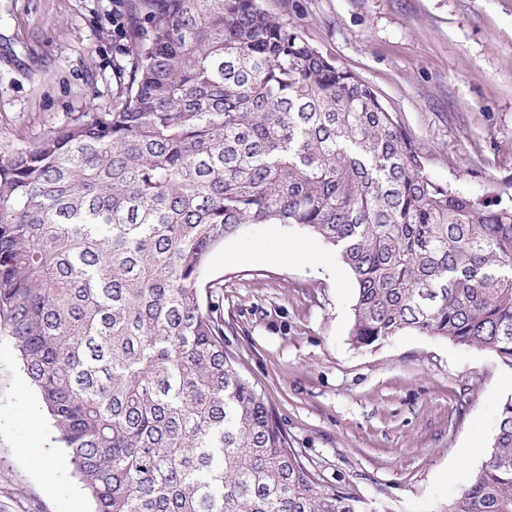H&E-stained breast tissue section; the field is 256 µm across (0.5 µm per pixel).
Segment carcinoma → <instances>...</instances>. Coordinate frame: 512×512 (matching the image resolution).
<instances>
[{"instance_id":"1","label":"carcinoma","mask_w":512,"mask_h":512,"mask_svg":"<svg viewBox=\"0 0 512 512\" xmlns=\"http://www.w3.org/2000/svg\"><path fill=\"white\" fill-rule=\"evenodd\" d=\"M123 98L0 154V316L94 512H370L321 483L224 349L201 272L297 225L406 331L512 369V200L460 193L373 89L264 0H130ZM440 512H512V396Z\"/></svg>"}]
</instances>
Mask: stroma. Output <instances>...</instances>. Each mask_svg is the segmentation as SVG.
<instances>
[{
	"mask_svg": "<svg viewBox=\"0 0 512 512\" xmlns=\"http://www.w3.org/2000/svg\"><path fill=\"white\" fill-rule=\"evenodd\" d=\"M129 0H0V151L121 96ZM369 84L428 171L512 198V0H265ZM224 345L322 484L375 512H438L486 460L512 369L494 352L408 332L351 341L355 283L296 226L248 224L201 274ZM52 421L0 326V512H91Z\"/></svg>",
	"mask_w": 512,
	"mask_h": 512,
	"instance_id": "stroma-1",
	"label": "stroma"
}]
</instances>
